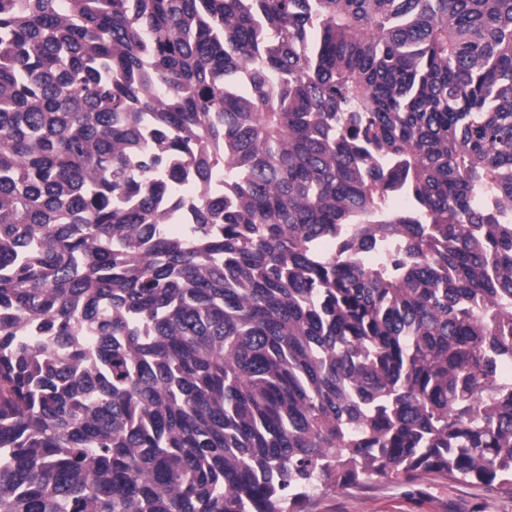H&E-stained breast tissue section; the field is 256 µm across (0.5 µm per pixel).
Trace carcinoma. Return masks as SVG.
<instances>
[{"mask_svg":"<svg viewBox=\"0 0 512 512\" xmlns=\"http://www.w3.org/2000/svg\"><path fill=\"white\" fill-rule=\"evenodd\" d=\"M480 192L512 207V0H0V512L512 498ZM305 512H512V498L475 481L374 476L315 496Z\"/></svg>","mask_w":512,"mask_h":512,"instance_id":"cac0c4a2","label":"carcinoma"}]
</instances>
